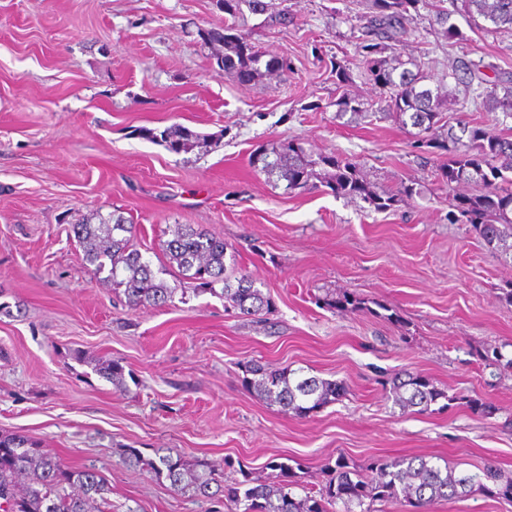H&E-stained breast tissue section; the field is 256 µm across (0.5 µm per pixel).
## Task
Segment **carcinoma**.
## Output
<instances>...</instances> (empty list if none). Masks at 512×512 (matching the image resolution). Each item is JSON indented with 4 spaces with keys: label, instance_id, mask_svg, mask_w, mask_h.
Returning a JSON list of instances; mask_svg holds the SVG:
<instances>
[{
    "label": "carcinoma",
    "instance_id": "carcinoma-1",
    "mask_svg": "<svg viewBox=\"0 0 512 512\" xmlns=\"http://www.w3.org/2000/svg\"><path fill=\"white\" fill-rule=\"evenodd\" d=\"M421 0H369L367 11L359 17L363 29L377 41L359 45L370 81L388 95V111L402 126L418 129L421 141L440 151L442 181L448 184L479 186L478 194H460L448 202V221L470 224L489 246L512 252V135L495 133L486 127L456 124L446 118L448 101L456 98L459 87H471L478 71L468 67L452 70L448 77L455 86L444 91L431 88L429 76L418 62L402 59L398 43L405 34L404 23L418 11ZM452 8H441L434 22L444 27L448 39H463L451 17L466 14L471 26L496 32L512 30V0H450ZM247 6L254 14L271 9L267 0H224V13L234 18ZM209 41L224 49V72L233 78L247 73L254 82L284 71L283 61L258 49L225 25L224 35ZM478 108L512 118V78L498 80L476 95ZM337 113L352 117L377 114L373 105L345 95L336 99ZM149 135L175 153L187 152L200 143L190 130L173 125ZM272 158L261 167L267 178L286 182L285 190H310L326 187L338 197L360 200L375 211L391 208L401 196L412 195V188L401 185L395 193L380 192L367 179L357 163L339 156H313L292 141L271 149ZM134 225L118 215L100 219L97 224H75L72 231L83 248L85 261L95 271H108L112 284L123 288L126 302L134 307H162L172 301L177 286L156 279L151 264L132 243ZM224 238L190 224H177L171 238L163 242L169 267L183 279L196 284L200 292L219 294L225 310H237L244 316L266 315L273 310L269 297L246 274L235 275V254L227 253ZM221 290H216V285ZM325 304L338 311L360 308L361 301L349 294L330 297ZM485 365L512 370V358L496 348L481 354ZM242 385L269 405L298 418H306L347 395L342 380L306 376L300 371L270 370L256 362L242 365ZM386 397L402 409L431 410L448 408L456 395L437 387L421 373H405L382 383ZM467 406L483 418L495 413L494 406L479 398L466 396ZM129 468L150 473L167 482L175 492L189 494L201 502L225 500L235 512H375L374 505L403 502L413 512H426L439 502L461 499L482 491L498 499L512 501V477L493 467L483 476L470 475L456 467H440L422 456L376 459L360 469L344 457L336 458L325 484L318 491H306L297 497L293 466L271 460L269 481L253 484L247 473L232 485L224 484L218 465L206 460L187 463L168 448H158L146 458L134 448L123 453ZM109 488L93 468L73 467L56 453L16 434H0V512H93V504L108 503Z\"/></svg>",
    "mask_w": 512,
    "mask_h": 512
}]
</instances>
